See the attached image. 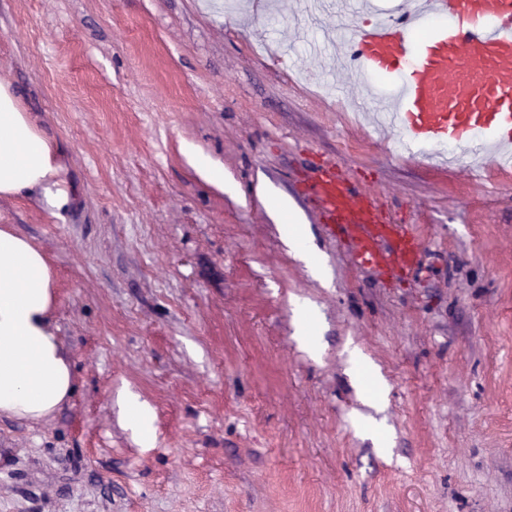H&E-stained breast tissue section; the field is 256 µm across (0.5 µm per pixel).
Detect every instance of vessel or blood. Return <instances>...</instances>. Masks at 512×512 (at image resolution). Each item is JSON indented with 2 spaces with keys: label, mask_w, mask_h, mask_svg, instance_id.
Here are the masks:
<instances>
[{
  "label": "vessel or blood",
  "mask_w": 512,
  "mask_h": 512,
  "mask_svg": "<svg viewBox=\"0 0 512 512\" xmlns=\"http://www.w3.org/2000/svg\"><path fill=\"white\" fill-rule=\"evenodd\" d=\"M348 70L384 77L389 96L372 102L409 149L463 144L512 160V0H392L345 42ZM321 201L318 218L351 239L361 267L413 269L420 242L385 223L378 202L333 165L301 182Z\"/></svg>",
  "instance_id": "b4317fda"
}]
</instances>
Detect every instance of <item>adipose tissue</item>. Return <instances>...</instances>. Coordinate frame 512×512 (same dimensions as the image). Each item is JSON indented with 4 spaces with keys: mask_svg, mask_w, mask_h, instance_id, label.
Returning a JSON list of instances; mask_svg holds the SVG:
<instances>
[{
    "mask_svg": "<svg viewBox=\"0 0 512 512\" xmlns=\"http://www.w3.org/2000/svg\"><path fill=\"white\" fill-rule=\"evenodd\" d=\"M54 142L0 85V196L38 195L53 212L71 202L58 177ZM52 271L44 254L13 229H0V415L38 421L73 392L50 313Z\"/></svg>",
    "mask_w": 512,
    "mask_h": 512,
    "instance_id": "1",
    "label": "adipose tissue"
}]
</instances>
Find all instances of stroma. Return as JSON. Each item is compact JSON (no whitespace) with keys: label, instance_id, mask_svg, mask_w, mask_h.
<instances>
[{"label":"stroma","instance_id":"1","mask_svg":"<svg viewBox=\"0 0 512 512\" xmlns=\"http://www.w3.org/2000/svg\"><path fill=\"white\" fill-rule=\"evenodd\" d=\"M303 8L0 0V84L60 147L72 199L0 197V227L49 260L74 379L46 420L0 416V512H512V170L477 181L478 157L448 168L374 131L361 104L388 80L336 68L322 39L348 28ZM314 159L412 226L420 274L355 266L296 190ZM276 208L282 218V233L285 242L295 252L304 254L308 252V235L305 224L298 223V217L293 215L288 203L277 199ZM127 403L133 408L129 419L133 432L144 442L149 444L151 440V410L137 402L132 394L127 396Z\"/></svg>","mask_w":512,"mask_h":512}]
</instances>
